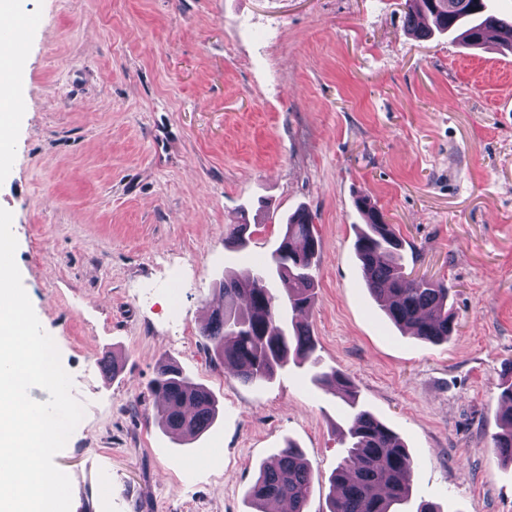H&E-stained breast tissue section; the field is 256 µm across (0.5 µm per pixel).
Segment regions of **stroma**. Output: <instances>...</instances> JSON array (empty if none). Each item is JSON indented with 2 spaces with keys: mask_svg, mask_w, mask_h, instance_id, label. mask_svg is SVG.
Wrapping results in <instances>:
<instances>
[{
  "mask_svg": "<svg viewBox=\"0 0 512 512\" xmlns=\"http://www.w3.org/2000/svg\"><path fill=\"white\" fill-rule=\"evenodd\" d=\"M15 147L0 170L15 262L85 415L54 458L71 512H253L294 443L328 512L347 405L295 366L261 385L199 331L225 271L269 256L296 209L321 240L304 321L324 369L405 443L403 512H512L497 455L512 377V53L408 32L405 0H20ZM418 274L444 281L449 341L403 334L365 287L357 197ZM246 215V248L227 247ZM218 401L185 445L155 423L160 359Z\"/></svg>",
  "mask_w": 512,
  "mask_h": 512,
  "instance_id": "1",
  "label": "stroma"
}]
</instances>
